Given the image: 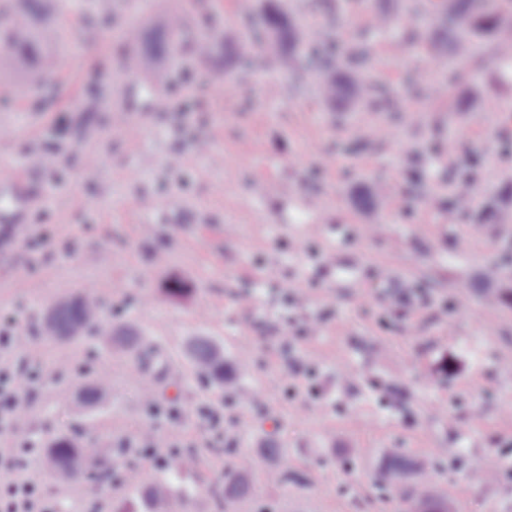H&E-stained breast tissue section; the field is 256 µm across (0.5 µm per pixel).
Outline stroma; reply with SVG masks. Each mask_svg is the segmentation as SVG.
Instances as JSON below:
<instances>
[{
    "label": "stroma",
    "instance_id": "obj_1",
    "mask_svg": "<svg viewBox=\"0 0 512 512\" xmlns=\"http://www.w3.org/2000/svg\"><path fill=\"white\" fill-rule=\"evenodd\" d=\"M52 20L67 31L52 46L68 69L59 79L0 49V166L28 162L37 203L28 214L42 240L17 250L0 232V320L20 323L22 359L43 383L24 415V439L41 446L29 460L50 507L68 512H142L140 492L110 480L59 486L43 448L66 435L81 447L104 442L120 469L140 428L164 423L181 449L145 451L143 484L169 478L186 489L191 512H222L224 470L252 456L259 505L273 512H400L374 474L391 450L414 458L447 449L428 484L454 512H512V301L489 306L486 295L512 289L500 263L512 253V74L488 59L479 80L458 61L444 73L431 40L393 61L385 36L369 31L368 8L409 29L395 0H289L288 12L318 32L290 79L253 73L227 50L194 58L195 32L229 22L257 25L265 0H182L189 18L181 65L143 61L142 79L123 88L113 78L131 51L132 33L162 27L166 0H65ZM371 46L360 67L380 96L404 99L403 113L350 101L343 113L318 99L312 73L331 62V35ZM201 73L236 83L203 112L181 103L156 114L155 91ZM97 108H89V98ZM369 119L389 126L386 141L357 135ZM207 140L201 152L197 138ZM455 139L458 174L477 187L471 216L456 223L447 161L436 146ZM96 164H88V156ZM179 166H171V159ZM149 198L153 209L140 208ZM335 234L311 233L314 219ZM190 295L164 293L172 277ZM309 288L305 309L316 334L290 337L289 289ZM424 287L430 307L401 315L391 294ZM90 292L104 326L125 325L138 349L105 348L97 335L59 343L40 333L55 298ZM252 295L242 304L243 295ZM465 298V307L456 299ZM206 336L223 346L230 368L265 399L268 415L249 416L229 388L207 382L187 353ZM153 362L161 416L137 386V369ZM351 382L341 378L343 371ZM112 376L106 397L82 405L80 394L99 372ZM480 421H469L473 408ZM239 416L222 449H213L210 411ZM275 445L284 454L269 458ZM475 468H495L492 483H473ZM303 483H286L284 471Z\"/></svg>",
    "mask_w": 512,
    "mask_h": 512
}]
</instances>
